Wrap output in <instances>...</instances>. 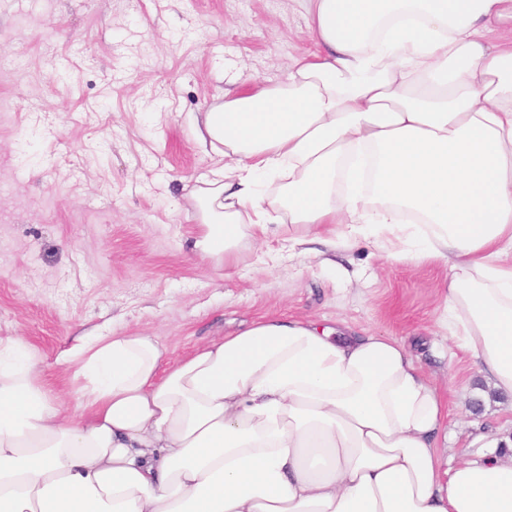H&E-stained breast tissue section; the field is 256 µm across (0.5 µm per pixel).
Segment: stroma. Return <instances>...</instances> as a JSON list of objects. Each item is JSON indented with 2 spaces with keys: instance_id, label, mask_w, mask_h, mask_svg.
Segmentation results:
<instances>
[{
  "instance_id": "35a3bbf8",
  "label": "stroma",
  "mask_w": 512,
  "mask_h": 512,
  "mask_svg": "<svg viewBox=\"0 0 512 512\" xmlns=\"http://www.w3.org/2000/svg\"><path fill=\"white\" fill-rule=\"evenodd\" d=\"M315 49L305 0H0V342L22 341L75 409L77 337H153L170 363L262 317L403 340L448 407L449 463L469 435L512 437V396L481 384L440 322L448 265L391 264L349 241L335 266L289 257L288 223L231 263L195 253L221 155L195 121L225 91L288 81Z\"/></svg>"
}]
</instances>
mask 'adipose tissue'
Returning <instances> with one entry per match:
<instances>
[{
    "label": "adipose tissue",
    "mask_w": 512,
    "mask_h": 512,
    "mask_svg": "<svg viewBox=\"0 0 512 512\" xmlns=\"http://www.w3.org/2000/svg\"><path fill=\"white\" fill-rule=\"evenodd\" d=\"M318 50L287 84L226 93L195 124L227 163L201 255L270 232L359 235L449 264L446 323L512 394V0H307ZM65 417L25 345L0 349V512H512V454L483 433L445 469V404L399 340L264 317L161 371L151 337L77 346Z\"/></svg>",
    "instance_id": "obj_1"
}]
</instances>
